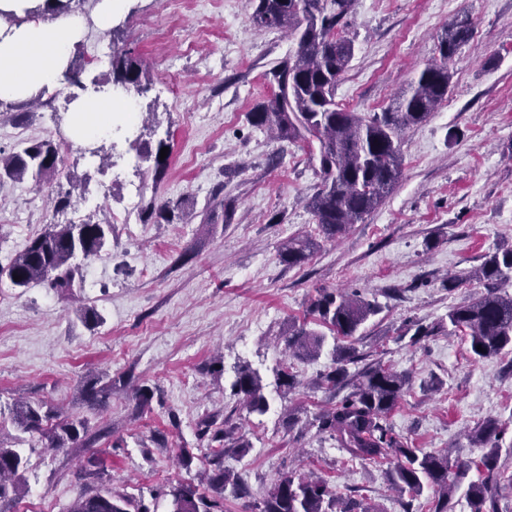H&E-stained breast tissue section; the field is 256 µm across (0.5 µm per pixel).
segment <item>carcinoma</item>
<instances>
[{
	"instance_id": "obj_1",
	"label": "carcinoma",
	"mask_w": 512,
	"mask_h": 512,
	"mask_svg": "<svg viewBox=\"0 0 512 512\" xmlns=\"http://www.w3.org/2000/svg\"><path fill=\"white\" fill-rule=\"evenodd\" d=\"M82 0H45L44 8L29 14L69 13ZM253 22L266 29L286 30L297 41L289 53L266 73L277 86L248 113L249 122L259 129H271L281 141L307 145L318 178L316 191L307 200V208L319 231L334 238L348 225L364 220L393 191L402 174L401 135L405 129L425 121L448 97L451 74L448 63L471 35V22L464 17L444 29L437 45L439 60L427 64L411 81L395 106L369 117L336 104V84L347 70L354 43L344 35L348 17L356 0H250ZM114 81L138 92L148 90L150 79L143 61L130 51L111 56ZM169 146L158 142L154 154L153 180L166 174L169 159H160V150ZM59 145L53 139L34 141L0 160V179L20 180L26 175L36 185L60 181L62 169ZM180 203L160 206L151 201L141 210V220L154 219L172 223ZM231 203L222 199L210 207L202 223L213 224L222 218L231 220ZM112 225L50 224L44 233L32 239L10 263L0 266V278L6 277L16 288L47 284L52 288L71 286L73 261H88L108 246ZM313 249L309 239L292 238L282 244L280 261L290 267L305 263ZM20 279H14V276ZM486 281V292L448 311V335L468 341L470 352L480 360L512 353V295L498 291L512 282V247L489 255L476 270ZM381 307L363 298L322 288L309 306V314L333 333V366L320 379V386L334 389L346 380L351 391L333 408L316 417L318 432L336 441L351 459L394 460L392 484L402 491L418 495L424 486L433 488L436 498L431 512H453L452 497L467 476L471 464L452 463L448 456L412 447L384 424L396 406L408 378L380 363L348 377L346 365L355 362L351 339L361 325L377 315ZM326 335L302 324L288 331V356L303 360L322 352ZM483 351H478L477 347ZM277 384L289 390L297 384L293 364L276 372ZM232 391L243 397L251 413L263 415L268 402L259 375L247 366L237 370ZM49 416L41 406L22 401L10 411L12 426L22 435L45 434L43 422ZM86 431L78 418L57 423L48 435L49 446L63 448ZM503 432L498 419H487L473 435V440L487 449L477 469L484 477L468 487L470 512H499L497 488L507 476L498 466L499 437ZM233 434L218 429L212 441L218 443L209 459L207 488L193 482L171 487L172 512H224V491L231 482L224 470V441ZM27 465L19 451L0 444V512H15L14 505L26 494L22 471ZM512 481V475L507 477ZM336 497L320 477H296L285 473L277 479L260 512H335ZM69 512H151L141 500L114 493L110 488L91 490L79 495Z\"/></svg>"
}]
</instances>
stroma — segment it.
Masks as SVG:
<instances>
[{
	"label": "stroma",
	"mask_w": 512,
	"mask_h": 512,
	"mask_svg": "<svg viewBox=\"0 0 512 512\" xmlns=\"http://www.w3.org/2000/svg\"><path fill=\"white\" fill-rule=\"evenodd\" d=\"M164 4L126 0L109 36L94 21L96 0L85 4L92 22L80 40L90 61L82 83L124 94L109 84V61L91 63L107 47L139 55L149 71L136 129L99 140L98 156L63 155L60 185L0 180V265L47 225H113L111 246L84 262L69 288L0 281V408L43 404L58 418L85 420L93 440L54 450L1 429L0 443L27 461L25 503L69 512L80 491L109 488L171 512L170 497L155 491L207 468L212 444L199 425L211 416L251 444L224 456L241 484L225 495V512H252L285 472L326 479L341 506L356 499L372 512H429L432 489L410 496L390 484V462L349 459L318 432L316 417L347 393L317 384L331 347L296 361L295 389L276 381L286 335L321 288L380 305L355 348L359 366L378 361L409 378L387 418L395 434L466 462L484 453L473 432L497 418L505 427L499 465L512 474V354L474 359L468 342L444 331L415 344L400 336L484 293L476 269L512 246V0H356L347 27L354 57L335 100L364 116L392 106L436 57L446 25L469 16L473 35L449 63L447 100L404 130L393 192L333 239L320 236L306 207L317 184L306 145L274 140L248 121L270 91L266 72L295 51L294 40L255 25L250 0H181L174 11ZM170 74L172 92L163 85ZM72 92L64 82L27 115L0 112V154L70 138ZM162 139L171 156L156 182L148 154ZM61 188L71 193L63 209ZM218 192L233 202V218L203 223ZM152 200L180 202L186 220L142 223ZM306 235L315 242L310 258L280 262L282 243ZM448 278L456 287H444ZM85 308L101 323L85 325ZM243 365L262 380L264 415L248 413L232 392ZM90 381L111 385L106 406L85 400ZM142 388L153 394L145 406ZM92 455L101 475L89 472Z\"/></svg>",
	"instance_id": "stroma-1"
}]
</instances>
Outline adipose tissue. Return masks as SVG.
I'll return each instance as SVG.
<instances>
[{"label": "adipose tissue", "mask_w": 512, "mask_h": 512, "mask_svg": "<svg viewBox=\"0 0 512 512\" xmlns=\"http://www.w3.org/2000/svg\"><path fill=\"white\" fill-rule=\"evenodd\" d=\"M34 0H0V11L23 16L18 26L0 22V101L32 97L58 86L74 46L84 31V18L69 13L25 18ZM72 132L87 140L112 130V110L95 96H82L73 103Z\"/></svg>", "instance_id": "obj_1"}]
</instances>
